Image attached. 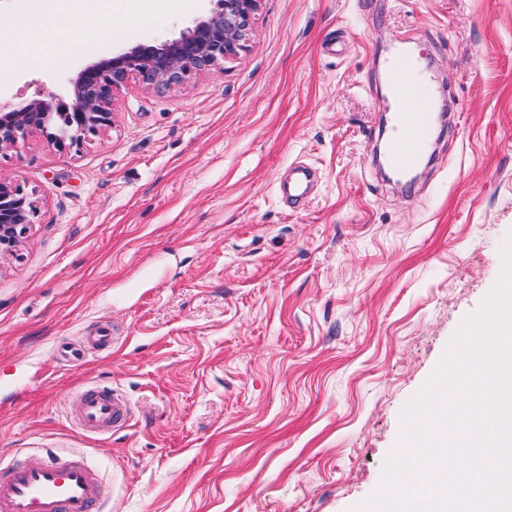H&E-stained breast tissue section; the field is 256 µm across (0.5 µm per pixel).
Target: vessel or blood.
I'll use <instances>...</instances> for the list:
<instances>
[{"label":"vessel or blood","instance_id":"obj_1","mask_svg":"<svg viewBox=\"0 0 512 512\" xmlns=\"http://www.w3.org/2000/svg\"><path fill=\"white\" fill-rule=\"evenodd\" d=\"M390 111L387 115L385 158L396 173L413 171L432 148L434 113L414 111L428 99L430 87L419 71L416 53L401 49L386 63ZM313 171L299 165L288 178V204L299 207L311 194ZM114 329L99 324L94 335L70 346H57L56 360L72 365L111 345ZM130 403L121 393L96 385L78 396L72 424L86 435L103 436L128 420ZM108 497L99 473L77 454H60L45 448L25 459H0V512H105Z\"/></svg>","mask_w":512,"mask_h":512}]
</instances>
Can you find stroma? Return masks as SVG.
<instances>
[{"label":"stroma","instance_id":"obj_1","mask_svg":"<svg viewBox=\"0 0 512 512\" xmlns=\"http://www.w3.org/2000/svg\"><path fill=\"white\" fill-rule=\"evenodd\" d=\"M206 7L64 0L78 50L0 69V102L65 93ZM405 38L453 120L399 190L373 147L382 58ZM299 163L318 181L292 210ZM0 177L36 205L0 258V452L84 455L111 512H363L403 407L501 273L512 0H261L223 71L167 91L130 76L98 136L60 151L31 132L0 151ZM104 321L111 350L53 362ZM89 383L131 404L111 438L69 420Z\"/></svg>","mask_w":512,"mask_h":512}]
</instances>
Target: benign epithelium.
<instances>
[{
    "instance_id": "7a95c632",
    "label": "benign epithelium",
    "mask_w": 512,
    "mask_h": 512,
    "mask_svg": "<svg viewBox=\"0 0 512 512\" xmlns=\"http://www.w3.org/2000/svg\"><path fill=\"white\" fill-rule=\"evenodd\" d=\"M209 2L212 8L179 36L138 43L82 67L69 80L66 100L49 93L19 107L0 104V151L33 130L61 150L80 147L110 126L113 93L132 75L151 89L168 90L223 68L246 49L261 0ZM34 211L19 186L0 178V257L14 254Z\"/></svg>"
}]
</instances>
